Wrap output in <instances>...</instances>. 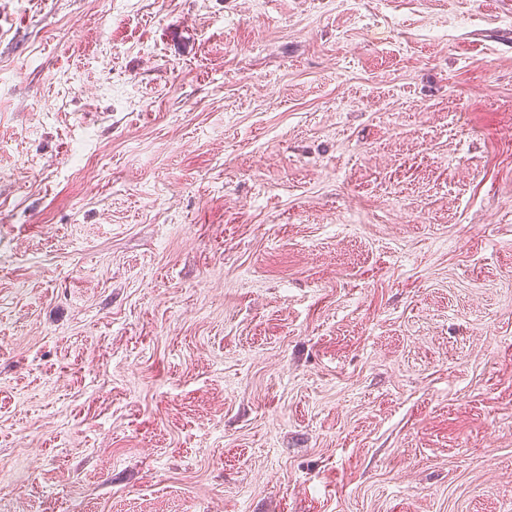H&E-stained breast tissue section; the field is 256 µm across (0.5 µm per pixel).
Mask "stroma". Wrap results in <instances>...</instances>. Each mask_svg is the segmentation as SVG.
Here are the masks:
<instances>
[{"mask_svg":"<svg viewBox=\"0 0 512 512\" xmlns=\"http://www.w3.org/2000/svg\"><path fill=\"white\" fill-rule=\"evenodd\" d=\"M0 512H512V0H0Z\"/></svg>","mask_w":512,"mask_h":512,"instance_id":"1","label":"stroma"}]
</instances>
